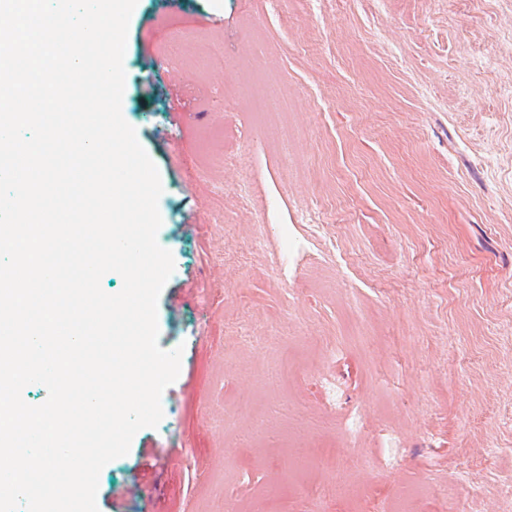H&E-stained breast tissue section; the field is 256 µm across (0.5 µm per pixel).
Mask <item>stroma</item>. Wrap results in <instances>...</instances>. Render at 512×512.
I'll list each match as a JSON object with an SVG mask.
<instances>
[{"mask_svg": "<svg viewBox=\"0 0 512 512\" xmlns=\"http://www.w3.org/2000/svg\"><path fill=\"white\" fill-rule=\"evenodd\" d=\"M123 65L183 354L99 512H512V0H138Z\"/></svg>", "mask_w": 512, "mask_h": 512, "instance_id": "1", "label": "stroma"}]
</instances>
